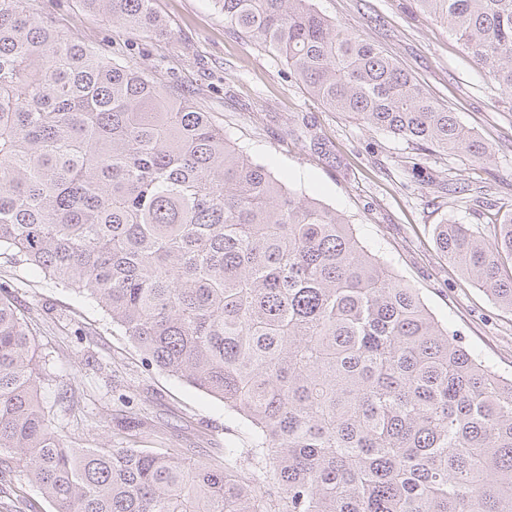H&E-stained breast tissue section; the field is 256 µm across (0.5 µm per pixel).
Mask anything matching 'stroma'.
Listing matches in <instances>:
<instances>
[{
	"label": "stroma",
	"mask_w": 512,
	"mask_h": 512,
	"mask_svg": "<svg viewBox=\"0 0 512 512\" xmlns=\"http://www.w3.org/2000/svg\"><path fill=\"white\" fill-rule=\"evenodd\" d=\"M41 15L89 45L130 59L190 92L225 134L291 188L344 214L371 253L417 288L433 316L461 343L512 376V314L465 280L437 250L433 228L451 219L492 233L512 210V96L415 0H313L317 10L362 35L412 73L492 149L481 162L425 155L352 115L314 101L270 53L225 26L218 0H154L167 36L112 26L83 0H36ZM491 189L489 205L447 194L442 182ZM0 288L31 320L45 358L41 399L54 430L83 447L190 449L221 462L224 448L251 442L223 403L145 365L124 331L95 303L0 255Z\"/></svg>",
	"instance_id": "35a3bbf8"
}]
</instances>
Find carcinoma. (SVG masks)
<instances>
[{
	"label": "carcinoma",
	"instance_id": "carcinoma-1",
	"mask_svg": "<svg viewBox=\"0 0 512 512\" xmlns=\"http://www.w3.org/2000/svg\"><path fill=\"white\" fill-rule=\"evenodd\" d=\"M157 35L151 0H83ZM309 94L428 152L491 156L312 0H220ZM512 95V0H416ZM441 255L512 312V211ZM93 300L147 367L224 403L251 447L81 448L49 428L30 322L0 293V481L54 512H512V377L461 345L349 220L240 150L191 96L0 0V251Z\"/></svg>",
	"mask_w": 512,
	"mask_h": 512
}]
</instances>
